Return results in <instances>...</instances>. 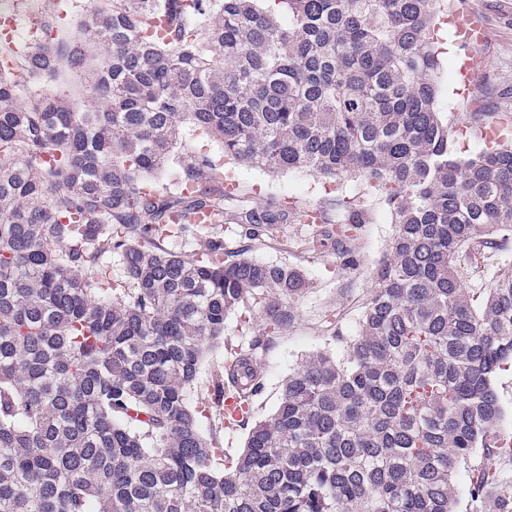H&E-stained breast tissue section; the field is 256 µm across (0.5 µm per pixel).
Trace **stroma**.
I'll use <instances>...</instances> for the list:
<instances>
[{"label": "stroma", "instance_id": "35a3bbf8", "mask_svg": "<svg viewBox=\"0 0 512 512\" xmlns=\"http://www.w3.org/2000/svg\"><path fill=\"white\" fill-rule=\"evenodd\" d=\"M484 21V38L471 52L453 48L447 54L440 78L438 107L455 129L454 147L463 157L479 153L484 142L470 127L472 112H512V0H468ZM470 57L476 78L467 98L454 95L455 70L461 57ZM239 205L262 206L282 199L295 201L302 210L334 212L343 196L363 201L366 221L360 228L355 268H348L334 247L317 245L318 225L283 224L275 239L257 244L250 253L259 262L301 267L309 281L307 293L296 300L297 314L287 334L277 337L264 357L265 384L255 403V418L267 416L276 406L288 373L308 353L338 347L335 333L356 335L363 307L375 288L374 268L395 233L390 212L378 191L365 181L347 179L330 186L318 174L294 170L272 175L255 168H238ZM266 322L260 312H234L224 322V346L203 362L189 394L198 400L209 388L211 374L224 362L227 348L245 347L262 335Z\"/></svg>", "mask_w": 512, "mask_h": 512}]
</instances>
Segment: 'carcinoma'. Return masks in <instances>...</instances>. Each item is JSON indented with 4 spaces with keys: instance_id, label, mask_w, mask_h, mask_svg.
<instances>
[{
    "instance_id": "cac0c4a2",
    "label": "carcinoma",
    "mask_w": 512,
    "mask_h": 512,
    "mask_svg": "<svg viewBox=\"0 0 512 512\" xmlns=\"http://www.w3.org/2000/svg\"><path fill=\"white\" fill-rule=\"evenodd\" d=\"M445 0H105L0 71V512H456L457 470L501 454L496 371L512 362V265L473 304L462 275L512 252V146L454 153L437 108ZM482 131L511 112H473ZM198 134L222 159L186 154ZM358 177L396 232L342 358L305 356L227 457L191 405L206 351L242 307L265 335L224 358L208 408L264 387L302 269L165 236L253 224L224 165ZM358 249L364 210L338 200ZM118 258L121 280L104 260ZM471 512H512L483 464Z\"/></svg>"
}]
</instances>
